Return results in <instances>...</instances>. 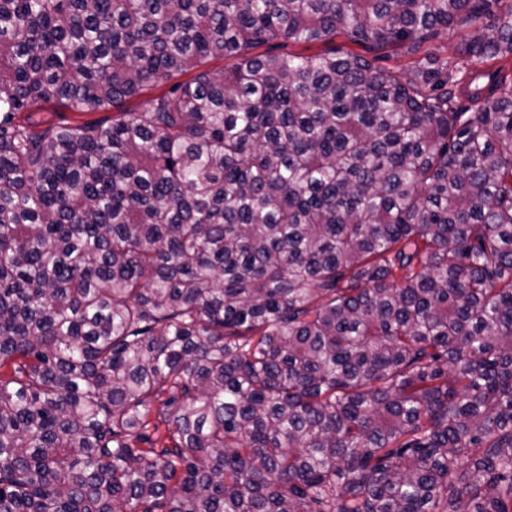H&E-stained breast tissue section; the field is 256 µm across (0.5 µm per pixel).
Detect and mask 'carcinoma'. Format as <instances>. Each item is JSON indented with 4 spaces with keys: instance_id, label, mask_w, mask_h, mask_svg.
<instances>
[{
    "instance_id": "cac0c4a2",
    "label": "carcinoma",
    "mask_w": 512,
    "mask_h": 512,
    "mask_svg": "<svg viewBox=\"0 0 512 512\" xmlns=\"http://www.w3.org/2000/svg\"><path fill=\"white\" fill-rule=\"evenodd\" d=\"M509 56L512 0H0V512H512ZM335 47L336 48L344 47V49H349V50L357 52L361 55H365L370 60L374 56L373 53L366 52V50L364 48H362L361 46L356 45V44H351V43L347 42L346 39H344V38H336V41L334 43H330L326 46L322 45V44H315V45H311V46L302 44V45L289 46V47L285 48L284 51H287V52L291 51V52H295L298 54L310 55V54H316V53L322 52L323 50H326V49H333ZM112 113H93V114H78L74 112H63V109L56 105H45L44 108L36 112L35 117L43 122L53 123L62 120L68 121L71 124H79L83 121L99 119Z\"/></svg>"
}]
</instances>
